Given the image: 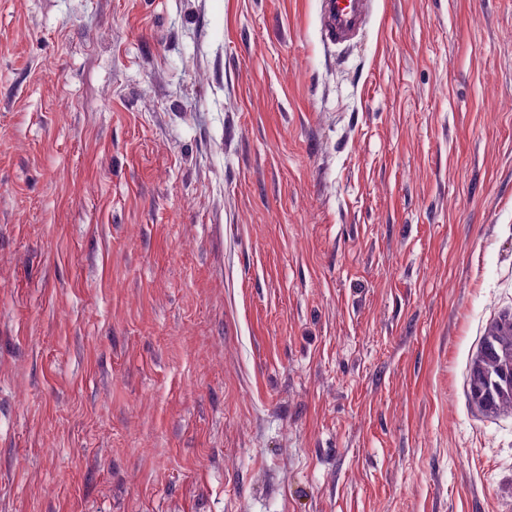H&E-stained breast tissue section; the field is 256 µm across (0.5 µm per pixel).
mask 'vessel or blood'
I'll return each mask as SVG.
<instances>
[{"label": "vessel or blood", "instance_id": "vessel-or-blood-1", "mask_svg": "<svg viewBox=\"0 0 512 512\" xmlns=\"http://www.w3.org/2000/svg\"><path fill=\"white\" fill-rule=\"evenodd\" d=\"M376 0H318V22L326 42L348 47L367 33Z\"/></svg>", "mask_w": 512, "mask_h": 512}]
</instances>
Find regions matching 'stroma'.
I'll return each instance as SVG.
<instances>
[{"label":"stroma","instance_id":"35a3bbf8","mask_svg":"<svg viewBox=\"0 0 512 512\" xmlns=\"http://www.w3.org/2000/svg\"><path fill=\"white\" fill-rule=\"evenodd\" d=\"M512 0H0V512H512ZM376 0H318V22L326 42L349 47L366 34ZM483 344L487 345L489 352L486 359L479 355L471 368V397L478 406L486 410H512V399L499 397L488 388L485 380L486 372H495L503 364L508 366L503 354L504 349L511 351L512 368V318L508 316L495 323L486 333Z\"/></svg>","mask_w":512,"mask_h":512}]
</instances>
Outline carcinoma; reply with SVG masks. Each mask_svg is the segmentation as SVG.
<instances>
[{"label":"carcinoma","instance_id":"obj_1","mask_svg":"<svg viewBox=\"0 0 512 512\" xmlns=\"http://www.w3.org/2000/svg\"><path fill=\"white\" fill-rule=\"evenodd\" d=\"M483 344L489 352L487 358L479 357L470 372V393L474 402L486 410H512V399L501 398L492 392L485 380V373L496 371L506 363L503 350L512 351V318L507 317L495 323L486 333Z\"/></svg>","mask_w":512,"mask_h":512}]
</instances>
